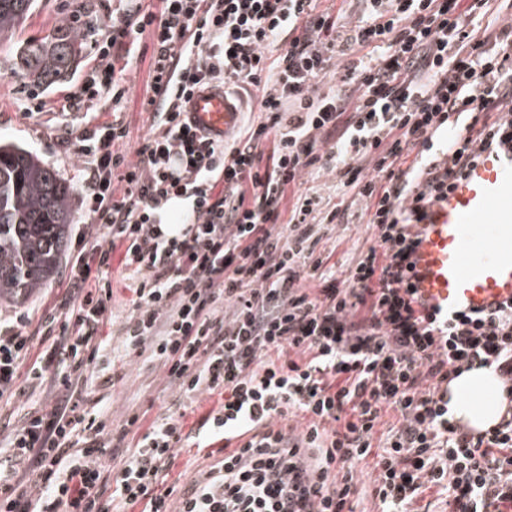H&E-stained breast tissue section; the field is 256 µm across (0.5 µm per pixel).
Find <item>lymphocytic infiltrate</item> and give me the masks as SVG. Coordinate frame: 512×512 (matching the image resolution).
<instances>
[{
    "label": "lymphocytic infiltrate",
    "instance_id": "lymphocytic-infiltrate-1",
    "mask_svg": "<svg viewBox=\"0 0 512 512\" xmlns=\"http://www.w3.org/2000/svg\"><path fill=\"white\" fill-rule=\"evenodd\" d=\"M363 2L352 26L322 0H163L160 13L113 18L111 61L67 104L121 103L147 34L151 130L135 162L115 149L128 136L120 113L66 135L103 235L80 238L67 291L35 327L0 323V400L21 395L24 366L56 394L9 431L0 512H171L160 485L203 393L220 401L199 429L223 438L224 455L178 512H355L357 467L389 409L378 512H414L432 488L449 512H512V305L438 319L415 308L407 282L428 208L482 152L512 151V25L498 26L497 0ZM366 47L378 57L355 58ZM337 59L344 75L320 91ZM224 85L258 88L265 119L215 140L183 106ZM321 170L365 202L376 229L341 280L316 233L347 223V210L301 194L289 218L280 211L287 188ZM175 207L184 222H171ZM119 244L126 345L158 361L176 395L174 411L113 445L106 420L81 411L79 384L104 350ZM309 276L318 289L304 288ZM479 367L496 373L507 409L475 437L455 422L448 386ZM297 414L302 433L277 426Z\"/></svg>",
    "mask_w": 512,
    "mask_h": 512
}]
</instances>
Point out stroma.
I'll use <instances>...</instances> for the list:
<instances>
[{
	"label": "stroma",
	"mask_w": 512,
	"mask_h": 512,
	"mask_svg": "<svg viewBox=\"0 0 512 512\" xmlns=\"http://www.w3.org/2000/svg\"><path fill=\"white\" fill-rule=\"evenodd\" d=\"M129 7L127 0H36L28 18L13 36L0 39V140L12 142L35 154L62 178L69 181L74 192L71 197L73 222L71 234L85 230L89 219L81 184V160L62 141L64 129H80L86 122L84 112L64 111L65 96L83 76L99 62L96 44L104 40L107 26L113 16ZM95 16L98 29L93 43L87 44L83 59L76 69L57 87L36 88L17 70V50L24 42L44 37L70 17ZM143 53L134 59L126 73V97L120 105L111 100L95 101L91 109L98 112L100 121L111 120L113 112H121L129 134L125 149L129 158H136L137 150L150 133L151 118L143 112L141 104L148 91L153 45L143 39ZM39 94L45 102L43 111H32V94ZM317 192L329 204L349 205L353 218L347 224H333L322 230L320 248L331 250L337 278L345 272L360 250L375 240L374 230L368 223L365 204L344 193L335 173L323 171L304 175L301 185L286 190L281 203L282 211H289L297 194ZM113 296L103 332L109 342L110 354L103 357L97 368L87 377L84 391L88 398L83 405L89 417L105 414L113 431L124 428L127 420L142 415L144 424L167 415L174 398L164 370L147 355L126 349V322L130 315L131 293L127 281L120 274V263L112 265ZM69 285L68 268L60 266L58 274L43 288L22 303H1L0 319L15 320L20 314H38L53 307ZM223 441L193 439L179 448L169 471L168 484L185 488L197 478L199 470L222 457Z\"/></svg>",
	"instance_id": "obj_1"
}]
</instances>
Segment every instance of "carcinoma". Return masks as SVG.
Wrapping results in <instances>:
<instances>
[{"instance_id":"obj_1","label":"carcinoma","mask_w":512,"mask_h":512,"mask_svg":"<svg viewBox=\"0 0 512 512\" xmlns=\"http://www.w3.org/2000/svg\"><path fill=\"white\" fill-rule=\"evenodd\" d=\"M34 0H0V35L9 36L31 13ZM96 27L62 28L20 46L18 69L36 85L54 86L77 66ZM73 187L31 152L0 144V302H21L54 278L73 224Z\"/></svg>"}]
</instances>
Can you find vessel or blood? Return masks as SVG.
Here are the masks:
<instances>
[{"label": "vessel or blood", "mask_w": 512, "mask_h": 512, "mask_svg": "<svg viewBox=\"0 0 512 512\" xmlns=\"http://www.w3.org/2000/svg\"><path fill=\"white\" fill-rule=\"evenodd\" d=\"M243 109L222 88L186 105L214 139L233 130ZM408 280L414 305L431 314L488 315L512 305V152L488 151L454 181L417 231Z\"/></svg>", "instance_id": "1"}]
</instances>
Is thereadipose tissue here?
I'll return each instance as SVG.
<instances>
[{
    "label": "adipose tissue",
    "mask_w": 512,
    "mask_h": 512,
    "mask_svg": "<svg viewBox=\"0 0 512 512\" xmlns=\"http://www.w3.org/2000/svg\"><path fill=\"white\" fill-rule=\"evenodd\" d=\"M448 394L455 419L473 430L494 426L504 413L499 381L491 370L463 372L449 385Z\"/></svg>",
    "instance_id": "ef3b65f1"
}]
</instances>
